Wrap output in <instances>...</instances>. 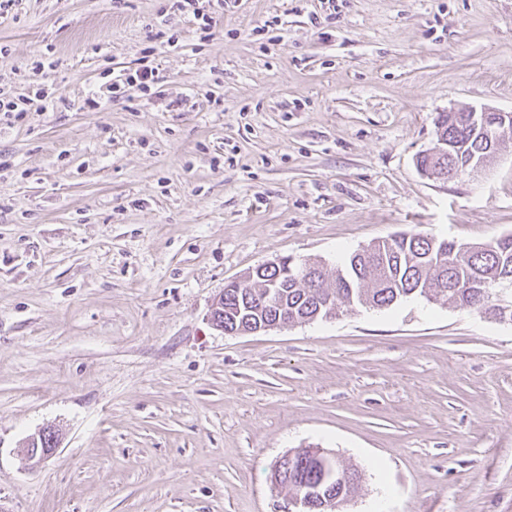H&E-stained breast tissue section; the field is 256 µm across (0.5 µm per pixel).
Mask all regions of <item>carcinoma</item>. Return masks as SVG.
Returning <instances> with one entry per match:
<instances>
[{"label": "carcinoma", "mask_w": 512, "mask_h": 512, "mask_svg": "<svg viewBox=\"0 0 512 512\" xmlns=\"http://www.w3.org/2000/svg\"><path fill=\"white\" fill-rule=\"evenodd\" d=\"M434 126L435 132L448 136L449 166L472 158L485 161L500 146L499 140L472 127L461 112L438 113ZM465 247V243L422 231L400 232L351 253L332 276L317 263H303L311 269L313 288L285 279L279 274L281 268L274 267L256 280L224 286V324L248 327L285 312L291 322L322 319L323 303L329 298L338 307L381 310L419 296L450 308L490 313L499 300L495 287L512 283V234L478 244L461 259L459 254ZM273 280L281 284L275 289V307L261 303ZM319 474L313 461L304 465L293 457L280 473L281 489L288 497L312 491L325 499H336L340 506L353 497L360 479L358 472L346 468L338 471L340 482L336 484L320 480Z\"/></svg>", "instance_id": "cac0c4a2"}]
</instances>
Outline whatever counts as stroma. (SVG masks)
<instances>
[{
	"label": "stroma",
	"mask_w": 512,
	"mask_h": 512,
	"mask_svg": "<svg viewBox=\"0 0 512 512\" xmlns=\"http://www.w3.org/2000/svg\"><path fill=\"white\" fill-rule=\"evenodd\" d=\"M164 4L0 17L1 90L54 65L53 107L0 124V512H275L307 446L358 470L340 512H512V321L421 297L209 321L278 257L512 234V140L475 176L415 166L437 113L512 111V0H226L208 38ZM148 47L158 93L107 98Z\"/></svg>",
	"instance_id": "1"
}]
</instances>
